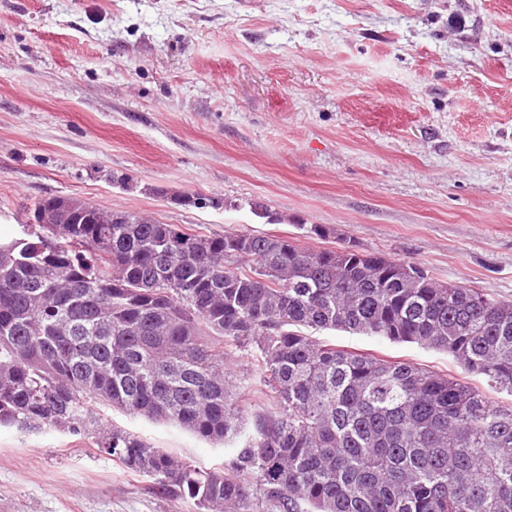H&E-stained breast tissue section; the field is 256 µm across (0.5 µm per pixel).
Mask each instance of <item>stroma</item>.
Listing matches in <instances>:
<instances>
[{
    "instance_id": "35a3bbf8",
    "label": "stroma",
    "mask_w": 512,
    "mask_h": 512,
    "mask_svg": "<svg viewBox=\"0 0 512 512\" xmlns=\"http://www.w3.org/2000/svg\"><path fill=\"white\" fill-rule=\"evenodd\" d=\"M52 196L207 234L354 244L512 301V0H0V238ZM311 336L512 406L445 352ZM94 413L202 469L230 454ZM0 512L197 509L92 440L1 426Z\"/></svg>"
}]
</instances>
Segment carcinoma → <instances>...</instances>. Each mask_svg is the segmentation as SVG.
Masks as SVG:
<instances>
[{"instance_id": "obj_1", "label": "carcinoma", "mask_w": 512, "mask_h": 512, "mask_svg": "<svg viewBox=\"0 0 512 512\" xmlns=\"http://www.w3.org/2000/svg\"><path fill=\"white\" fill-rule=\"evenodd\" d=\"M56 224L0 242V425L95 440L198 512H512V407L404 361L304 333L448 353L512 392V302L355 245L192 233L54 196ZM254 350L274 410L245 433L224 344ZM231 444L199 469L89 409Z\"/></svg>"}]
</instances>
